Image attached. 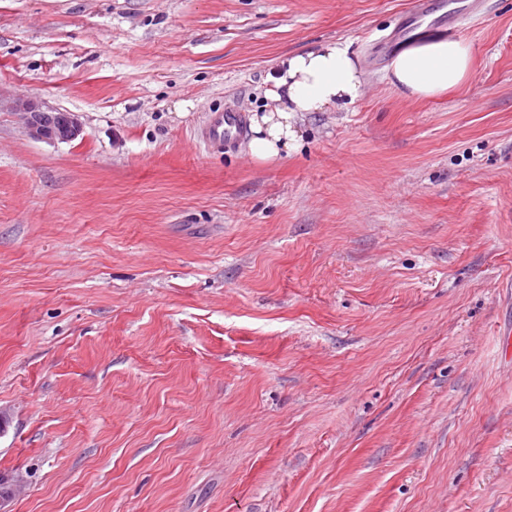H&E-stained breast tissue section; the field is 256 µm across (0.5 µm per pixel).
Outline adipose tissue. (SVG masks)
I'll use <instances>...</instances> for the list:
<instances>
[{
    "instance_id": "adipose-tissue-1",
    "label": "adipose tissue",
    "mask_w": 512,
    "mask_h": 512,
    "mask_svg": "<svg viewBox=\"0 0 512 512\" xmlns=\"http://www.w3.org/2000/svg\"><path fill=\"white\" fill-rule=\"evenodd\" d=\"M472 47L460 36L412 42L391 60L386 79L400 97L428 99L468 78ZM266 104L251 118V154L272 163L294 150L297 120L306 112L340 110L363 96L365 78L347 46L327 41L277 59L266 75Z\"/></svg>"
}]
</instances>
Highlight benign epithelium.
Masks as SVG:
<instances>
[{
  "label": "benign epithelium",
  "mask_w": 512,
  "mask_h": 512,
  "mask_svg": "<svg viewBox=\"0 0 512 512\" xmlns=\"http://www.w3.org/2000/svg\"><path fill=\"white\" fill-rule=\"evenodd\" d=\"M6 109L19 115L27 135L49 143L71 142L83 134L78 116L64 112L56 119L55 109L47 108L32 98H10L0 94V110Z\"/></svg>",
  "instance_id": "1"
}]
</instances>
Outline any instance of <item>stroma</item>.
Masks as SVG:
<instances>
[{"mask_svg": "<svg viewBox=\"0 0 512 512\" xmlns=\"http://www.w3.org/2000/svg\"><path fill=\"white\" fill-rule=\"evenodd\" d=\"M415 0H0V512H512V0L465 85L394 95ZM364 95L274 163L212 150L272 60ZM6 109L19 115L27 135L34 140L55 142H71L83 134V127L75 113L63 112L60 128L56 124L57 109L44 107L32 98H10L0 92V111ZM245 119L241 112L217 110L210 112L200 138L208 144L224 146L235 143L245 134Z\"/></svg>", "mask_w": 512, "mask_h": 512, "instance_id": "1", "label": "stroma"}]
</instances>
